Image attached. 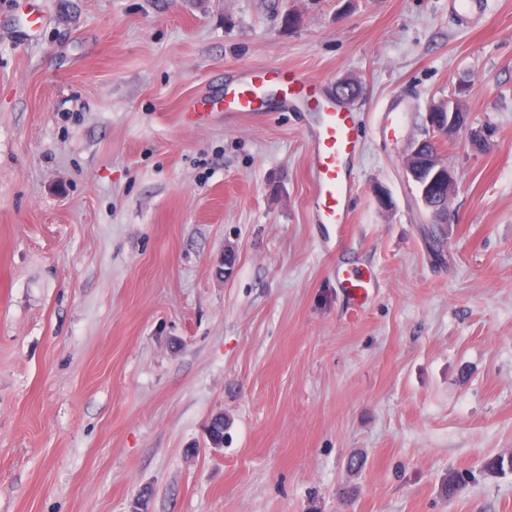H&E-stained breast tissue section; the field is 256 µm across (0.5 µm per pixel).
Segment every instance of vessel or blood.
Wrapping results in <instances>:
<instances>
[{"instance_id": "1", "label": "vessel or blood", "mask_w": 512, "mask_h": 512, "mask_svg": "<svg viewBox=\"0 0 512 512\" xmlns=\"http://www.w3.org/2000/svg\"><path fill=\"white\" fill-rule=\"evenodd\" d=\"M219 101L229 112H264L275 107L311 113L307 137L315 174L312 217L315 223L344 229L350 221L349 204L355 191L352 166L361 143L355 116L346 102L311 79L249 67L225 84ZM338 282L357 306L368 298L372 286L371 279L353 271L340 274Z\"/></svg>"}]
</instances>
